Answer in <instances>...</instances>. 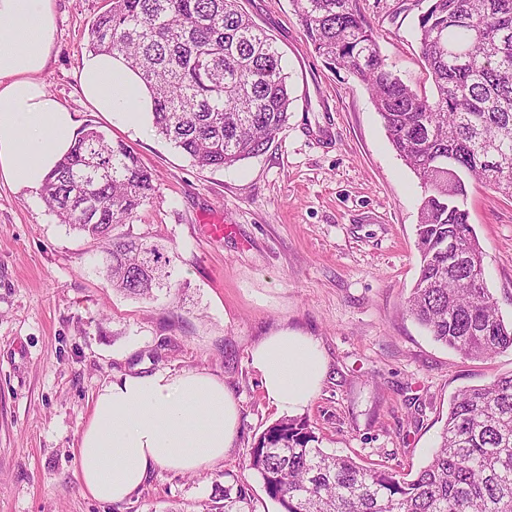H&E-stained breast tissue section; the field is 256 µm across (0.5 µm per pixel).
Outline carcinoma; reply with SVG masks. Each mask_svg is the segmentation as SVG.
Masks as SVG:
<instances>
[{"label": "carcinoma", "instance_id": "1", "mask_svg": "<svg viewBox=\"0 0 512 512\" xmlns=\"http://www.w3.org/2000/svg\"><path fill=\"white\" fill-rule=\"evenodd\" d=\"M293 2L316 53L367 85L390 143L423 185L407 313L466 356L512 349V322L485 287L466 208L471 179L512 197V0H427L417 32L430 98L388 67L356 0ZM88 48L123 57L149 93L155 134L196 167L265 152L288 120L281 57L239 0H109L89 25ZM157 192L130 146L90 127L42 198L60 223L105 244L112 289L149 299L175 287V256L114 230ZM249 469L281 512H512V374L453 396L431 460L410 480L325 452L306 417L263 432ZM248 508L244 487L224 490V512Z\"/></svg>", "mask_w": 512, "mask_h": 512}]
</instances>
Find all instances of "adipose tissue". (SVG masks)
Wrapping results in <instances>:
<instances>
[{
    "instance_id": "1",
    "label": "adipose tissue",
    "mask_w": 512,
    "mask_h": 512,
    "mask_svg": "<svg viewBox=\"0 0 512 512\" xmlns=\"http://www.w3.org/2000/svg\"><path fill=\"white\" fill-rule=\"evenodd\" d=\"M55 0H0V178L39 191L70 151L79 123L41 79L55 47ZM80 92L97 112L147 130L150 97L139 77L106 53L87 54ZM251 363L280 412L304 409L326 360L310 336L278 331L256 344ZM239 410L222 381L202 371L128 374L97 393L75 456L84 492L102 503L130 498L150 472L195 473L222 460Z\"/></svg>"
}]
</instances>
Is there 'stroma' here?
Here are the masks:
<instances>
[{
    "label": "stroma",
    "instance_id": "35a3bbf8",
    "mask_svg": "<svg viewBox=\"0 0 512 512\" xmlns=\"http://www.w3.org/2000/svg\"><path fill=\"white\" fill-rule=\"evenodd\" d=\"M105 4L57 0L42 80L79 124L123 141L155 174L157 195L122 230L172 248L179 286L153 300L112 291L100 244L59 223L40 195L0 181V512H220L223 488L240 485L252 512H280L248 463L280 419L250 351L283 328L312 336L327 359L303 410L321 448L375 468L425 466L454 394L512 374V350L468 358L406 313L423 190L366 84L313 51L293 0H242L282 56L293 103L265 153L201 169L82 98L87 30ZM357 7L390 69L431 91L415 35L424 0ZM467 207L486 286L511 321L512 198L473 182ZM212 224L223 235L209 234ZM191 369L223 381L239 406L223 461L191 474L155 469L122 503L87 496L74 450L97 392L129 373Z\"/></svg>",
    "mask_w": 512,
    "mask_h": 512
}]
</instances>
